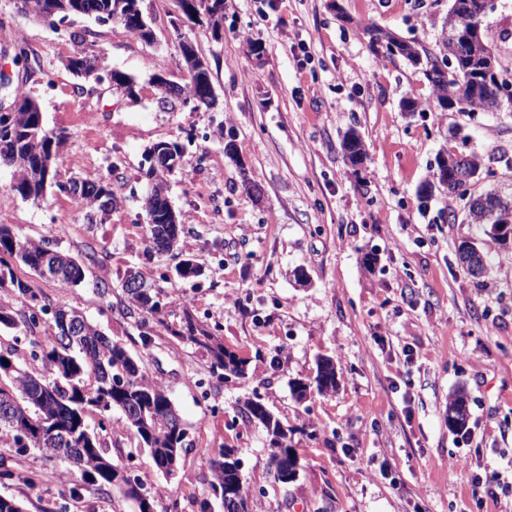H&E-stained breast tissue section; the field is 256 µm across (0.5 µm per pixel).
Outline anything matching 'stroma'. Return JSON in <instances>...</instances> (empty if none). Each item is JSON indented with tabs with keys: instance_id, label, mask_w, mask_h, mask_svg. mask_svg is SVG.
I'll return each mask as SVG.
<instances>
[{
	"instance_id": "stroma-1",
	"label": "stroma",
	"mask_w": 512,
	"mask_h": 512,
	"mask_svg": "<svg viewBox=\"0 0 512 512\" xmlns=\"http://www.w3.org/2000/svg\"><path fill=\"white\" fill-rule=\"evenodd\" d=\"M450 5L224 0L215 34L189 21L174 29L179 0H141L147 43L90 16L54 29L21 12L19 0H0V67L38 100L47 127L68 136L58 181L102 178L116 198L91 225L58 190L37 204L22 200L12 169L0 166V224L83 261L86 278L73 288L23 266L17 273L82 310L165 384L187 432L175 478L147 450L127 461L133 441L119 411L103 434L113 463L132 464L157 489L156 512H223L198 451L226 446L243 463L249 512H512V238L449 223L447 189L425 204L418 197L450 145L484 155L492 174L476 191L512 194V115L442 108L421 67L373 53L364 33L375 24L435 53ZM482 26L493 49L512 58V39L500 37L512 30V0H494ZM181 34L208 66L215 108L182 95L160 100L157 79L189 81ZM85 44L104 51L107 69L135 78L136 99L106 81L78 91L66 61ZM19 45L28 59L18 63ZM409 96L423 101L421 111L403 110ZM352 129L367 153L358 167L341 147ZM162 141L184 148L167 177L184 225L170 255L147 250L141 201L145 151ZM465 240L491 259L488 277L461 269ZM368 252L374 265L364 263ZM186 255L203 275L173 280ZM131 266L160 289L169 322L189 309L220 324L225 347L249 360L247 380L211 377L206 357L166 333L143 348L134 319L117 309ZM322 356L336 363L335 391L295 401L291 382L314 377ZM460 388L470 418L452 433L446 406ZM255 390L296 431L299 475L285 487L274 481L264 431L238 413ZM0 460L16 474L0 495L19 498L26 512H137L119 492L97 496L63 479L64 461L3 447ZM464 462L499 472L497 497L478 503ZM32 474L33 487L24 482Z\"/></svg>"
}]
</instances>
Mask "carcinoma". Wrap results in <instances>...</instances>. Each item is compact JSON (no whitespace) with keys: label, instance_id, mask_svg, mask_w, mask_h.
I'll use <instances>...</instances> for the list:
<instances>
[{"label":"carcinoma","instance_id":"obj_1","mask_svg":"<svg viewBox=\"0 0 512 512\" xmlns=\"http://www.w3.org/2000/svg\"><path fill=\"white\" fill-rule=\"evenodd\" d=\"M27 13L39 21L49 12L58 23L70 14L88 15L101 22H116L136 33L145 41L150 35L132 26L134 7L138 0H23ZM457 7L448 10V35L444 38L441 56L452 57L454 67L450 74L439 69L438 56L422 54L392 32L371 25L367 27L370 48L377 52L381 42L397 47L398 55L417 65L426 63L424 76L431 86L438 103L444 108L454 107L466 116L486 111L488 97L495 90L488 87L482 69L492 50L487 41L477 44L456 36V28L471 23L479 10V0H453ZM183 14L189 20L207 21L218 30L224 19V0H180ZM183 60L189 72L188 96L202 103L212 82L208 69L201 67L200 58L191 43L185 41L179 27H174ZM101 54L84 51L71 58L67 69L80 78H101ZM18 109L0 112V164L13 169L16 177L12 190L24 200L38 202L51 187L63 189L55 181L63 166V147L67 135L62 130L47 128L39 104L22 89L15 91ZM345 158L357 165L355 157H366L360 136L349 133L342 143ZM433 179L420 190V199L427 201L435 186L448 188V197L457 199L453 189L459 176L469 174L479 177L485 167L484 156L477 152L462 153V157L436 158ZM71 199L81 203V211L88 220L102 210L106 203L115 201L111 184L101 179L97 182L82 181L80 190ZM149 249L163 254L172 249V241L180 240L183 224L174 223L167 199L156 193L144 202ZM469 224L490 226L495 236H500L502 226H512V201L504 202L496 189H488L475 196L468 212L448 207V223L458 220ZM60 271L54 282L63 287L80 285L86 272L84 265L74 256L51 250L49 241L16 237L7 224H0V292L10 295L20 303L18 312L9 304L0 305V332L24 328V334L13 337L14 345L0 350V408L7 405L12 413L0 411V433L9 441V447L18 456L32 449L49 459L69 456L80 462L83 486L99 495H109L118 490L127 499L138 504L139 512H154L157 491L148 487L130 469L112 464L107 445L101 436L106 430L103 417L112 410L121 412L127 433L138 447L150 450L156 467L179 465L187 432L171 401L165 386L149 376L146 367L134 358L121 344L112 341L96 325L85 321L82 333L73 338L61 328L57 314L63 305L54 304L48 296L33 288L30 282L19 277L15 266L23 265L37 276H42L41 261L47 253ZM176 276L182 280L197 278L202 269L191 257H186L175 267ZM121 312L135 319L143 346L151 344L158 328L186 340L209 358V372L220 381L247 379V360L224 347L221 327L197 320L191 313L184 314L179 328L175 329L165 318L161 291L148 288L132 293L123 288ZM29 356L42 371L21 369L16 364L20 355ZM336 389V365L328 357L317 359L316 375L309 383L295 381L292 393L303 402L312 394H327ZM448 430L462 432L469 418L467 393L458 391L448 400L446 408ZM92 413L102 416L99 431L90 428L88 418ZM241 417L246 422L258 424L266 432L274 478L286 486L296 480L298 472L289 471V461H298L293 430L285 426L263 402L258 392L244 400ZM235 450L223 448L218 457L205 449L201 457L209 464L210 486L219 497L224 512H249V492L246 482L240 481L232 457Z\"/></svg>","mask_w":512,"mask_h":512}]
</instances>
